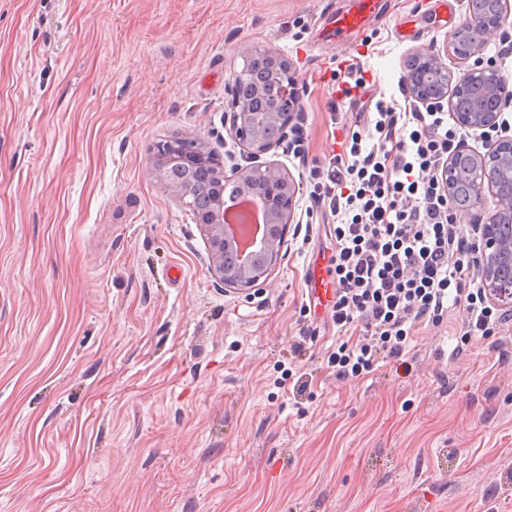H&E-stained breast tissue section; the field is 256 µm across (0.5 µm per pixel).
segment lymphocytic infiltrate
I'll return each mask as SVG.
<instances>
[{
	"label": "lymphocytic infiltrate",
	"mask_w": 512,
	"mask_h": 512,
	"mask_svg": "<svg viewBox=\"0 0 512 512\" xmlns=\"http://www.w3.org/2000/svg\"><path fill=\"white\" fill-rule=\"evenodd\" d=\"M374 108L368 132L348 135L342 153L314 172L309 194L333 218L324 326L336 332L327 364L343 379L402 360L422 324L459 316L457 360L472 340L502 335L512 322L489 298L477 273L481 241L461 235L444 188L459 133L443 112H399L382 100Z\"/></svg>",
	"instance_id": "1"
}]
</instances>
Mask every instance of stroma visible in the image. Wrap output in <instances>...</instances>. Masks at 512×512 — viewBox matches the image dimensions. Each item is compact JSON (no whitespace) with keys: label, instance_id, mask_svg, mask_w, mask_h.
<instances>
[{"label":"stroma","instance_id":"stroma-1","mask_svg":"<svg viewBox=\"0 0 512 512\" xmlns=\"http://www.w3.org/2000/svg\"><path fill=\"white\" fill-rule=\"evenodd\" d=\"M351 2L0 0V512H512V346L450 360L457 317L404 362L325 368L289 399L305 274L329 251L309 172L358 123L332 92L341 61L399 105L411 54L464 70L448 40L468 0H379L364 33L320 41ZM246 45L290 62L308 145L264 156L297 193L281 261L247 296L147 174L177 135L246 165L224 125Z\"/></svg>","mask_w":512,"mask_h":512}]
</instances>
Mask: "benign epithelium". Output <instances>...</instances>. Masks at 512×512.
Listing matches in <instances>:
<instances>
[{"label": "benign epithelium", "mask_w": 512, "mask_h": 512, "mask_svg": "<svg viewBox=\"0 0 512 512\" xmlns=\"http://www.w3.org/2000/svg\"><path fill=\"white\" fill-rule=\"evenodd\" d=\"M511 16L501 13L485 24L478 41L465 49L458 47L456 39H451L452 52L463 61L480 54ZM241 55L244 64L228 85L224 119L232 137L248 149L252 164L228 171L220 151L192 136H180L161 147L148 168V175L162 180L184 202L196 198V203L189 207L207 243L210 273L224 285V290L247 294L267 284L286 244L296 186L288 174L271 162L260 161V157L279 147L288 137L300 88L297 81L288 77L292 70L288 59L278 52L247 46ZM405 69L404 87L415 103L439 110L453 105L455 96L448 95L452 75L439 56L418 52L410 57ZM473 86L482 89L483 96L496 104V111L457 114V123L470 130L496 128L505 103L512 100L506 78L491 62L476 64L454 85V90L463 92ZM510 152L512 138L509 137L498 139L483 155L467 147L459 149L457 157L482 167L485 179L475 182L471 201L456 204V211L468 212L480 203L484 188L492 186L502 154ZM176 167L201 172L205 181H171L167 173ZM226 182L236 183L252 204L260 205L265 224L257 225L254 230L244 218L237 232L229 231L224 215ZM493 200L494 213L482 229L479 272L491 299L509 301L512 299V191L506 195L495 192Z\"/></svg>", "instance_id": "benign-epithelium-1"}]
</instances>
